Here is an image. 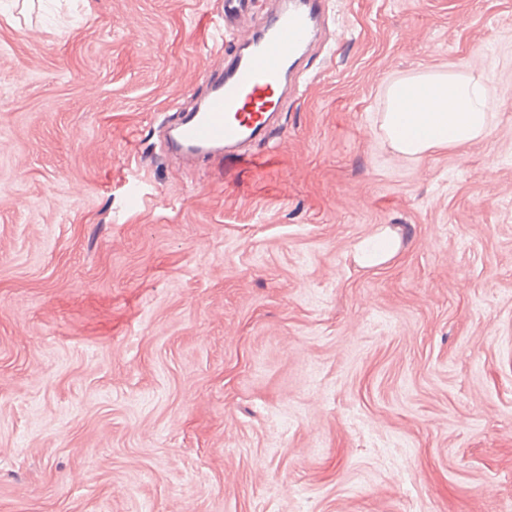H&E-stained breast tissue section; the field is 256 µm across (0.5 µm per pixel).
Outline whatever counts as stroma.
<instances>
[{
	"label": "stroma",
	"instance_id": "obj_1",
	"mask_svg": "<svg viewBox=\"0 0 512 512\" xmlns=\"http://www.w3.org/2000/svg\"><path fill=\"white\" fill-rule=\"evenodd\" d=\"M220 3L0 0V512H512V0H332L255 163L187 167ZM448 71L489 135L396 153ZM448 103L459 106L453 111ZM489 102L482 74L423 73L393 83L387 89V107L381 129L392 149L417 157L443 146H460L490 133ZM400 127L419 136H399Z\"/></svg>",
	"mask_w": 512,
	"mask_h": 512
}]
</instances>
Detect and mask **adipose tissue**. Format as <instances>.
Masks as SVG:
<instances>
[{
    "instance_id": "adipose-tissue-1",
    "label": "adipose tissue",
    "mask_w": 512,
    "mask_h": 512,
    "mask_svg": "<svg viewBox=\"0 0 512 512\" xmlns=\"http://www.w3.org/2000/svg\"><path fill=\"white\" fill-rule=\"evenodd\" d=\"M489 110L483 75L423 73L388 87L381 128L395 152L417 157L486 138Z\"/></svg>"
}]
</instances>
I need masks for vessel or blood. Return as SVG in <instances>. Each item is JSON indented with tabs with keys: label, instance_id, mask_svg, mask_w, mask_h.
<instances>
[{
	"label": "vessel or blood",
	"instance_id": "obj_1",
	"mask_svg": "<svg viewBox=\"0 0 512 512\" xmlns=\"http://www.w3.org/2000/svg\"><path fill=\"white\" fill-rule=\"evenodd\" d=\"M327 0H288L242 39L246 55L213 82L202 106L183 111L174 127L180 152L239 158V149L268 131L281 111L290 75L327 19Z\"/></svg>",
	"mask_w": 512,
	"mask_h": 512
}]
</instances>
